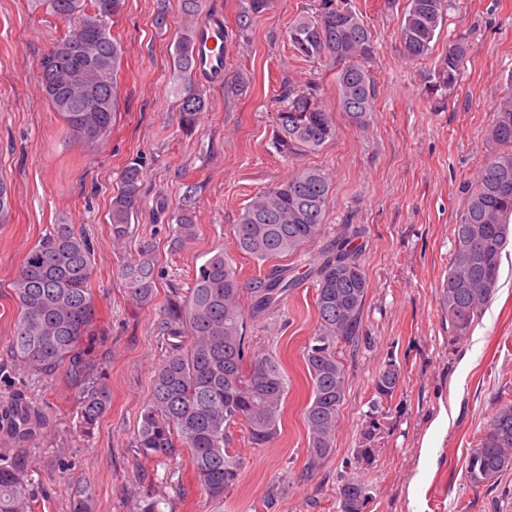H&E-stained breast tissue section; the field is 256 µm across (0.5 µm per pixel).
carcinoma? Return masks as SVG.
Returning <instances> with one entry per match:
<instances>
[{"label": "carcinoma", "mask_w": 512, "mask_h": 512, "mask_svg": "<svg viewBox=\"0 0 512 512\" xmlns=\"http://www.w3.org/2000/svg\"><path fill=\"white\" fill-rule=\"evenodd\" d=\"M65 30L39 62L38 79L53 110L63 118L70 134L92 146L112 131L118 106L117 75L124 49L112 33L115 17L125 0H109L111 12L101 20L103 33L88 38L78 20L98 16L103 0H39ZM271 0H240L236 32L248 38L253 20ZM450 0H409L397 29L403 56L422 60L432 50ZM183 24L171 57L173 77L184 87L178 125L185 135L195 130L206 98L193 89L196 81L194 46L199 20L208 14L207 0H181ZM288 44L305 61H325L336 73L339 105L348 123L370 126L375 112L376 56L374 35L351 0H318L299 13L288 26ZM469 49L459 35L433 69L427 93L441 100L457 86ZM78 56L90 52L82 77L97 86L101 111L81 112L75 89L56 94L50 84L63 85L57 51ZM508 92L497 105L487 134L496 151L477 175L471 194L454 224L453 253L441 285L440 307L454 336L469 335L475 316L496 286L502 254L512 234V75ZM336 135L332 116L321 105L313 83L297 85L285 78L277 99L272 146L292 167L287 180L255 193L242 208L233 227L236 247L267 262L295 257L314 279L317 323L305 347L304 362L311 380V396L303 417L308 431L307 469L335 452L336 428L345 396L346 369L340 344H354L362 335V310L369 282L359 262L353 239L341 236L317 256L305 246L325 226L332 191L329 175L320 168L298 165V159L318 151ZM137 155L128 160L120 185L112 196V237L120 241L144 205L143 167ZM175 240L193 239L197 231L192 196L184 198L170 216ZM94 250L70 224H56L27 252L12 282L18 306L13 326L12 353L28 371L50 379L63 371L77 394V409L85 432L94 429L111 405L106 378L94 373V363L81 346L96 334L97 306L92 293ZM292 267L273 265L270 272L242 288L232 260L220 250L195 274L189 291L173 287L160 311L156 331L162 338L164 359L153 379L152 396L139 412V428L131 447L144 457L172 461L188 455L197 484L213 500L235 486L242 462L230 453V428L246 424L253 443L274 440L279 431L288 394V377L278 358L251 350L247 321L279 310L295 286ZM122 287L140 306L156 297L157 271L153 246L144 245L137 257L120 270ZM249 295L248 308L241 298ZM401 377L394 363L375 380L379 400L392 398ZM375 426L364 432L357 460L368 463L374 455ZM32 461L26 455L0 456V512H34L29 489ZM512 472V403L493 414L467 462V477L474 486H493ZM364 485L351 480L339 492V512H364Z\"/></svg>", "instance_id": "1"}]
</instances>
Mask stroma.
Segmentation results:
<instances>
[{"label": "stroma", "instance_id": "1", "mask_svg": "<svg viewBox=\"0 0 512 512\" xmlns=\"http://www.w3.org/2000/svg\"><path fill=\"white\" fill-rule=\"evenodd\" d=\"M310 3L272 0L255 19L249 41L231 42L228 67L247 69L251 86L231 96L223 82H200L209 106L188 138L177 126L178 83L169 64L182 24L180 0H125L113 27L124 47L119 108L111 135L89 147L67 132L37 77L62 21L38 0H0V177L13 198L0 220V409L20 398L42 417L23 443L0 427V455L21 450L30 456L35 512H71L74 497L85 490L97 512H135L148 497L160 499L162 512H338L339 490L356 475L368 486L365 512H512V474L496 487H476L467 478L471 448L498 406L512 401V246L466 338L452 335L439 303L456 214L491 151L490 113L512 73V0H452L432 53L420 61L407 60L396 41L408 0H352L377 43L375 118L365 131L341 112L333 72L298 59L288 46L290 22ZM162 7L170 24L160 30L153 19ZM461 33L469 37L463 75L439 105L426 93V77L449 39ZM285 77L318 83L336 121L335 138L301 160L332 179L325 231L307 250L319 254L346 226L361 228L356 246L369 280L363 338L343 349L347 375L336 451L308 473L303 410L311 381L302 353L317 319L312 280L302 281L279 312L248 321L250 348L277 354L288 395L273 442L255 445L245 425L233 426L242 478L218 502L198 487L188 461L164 464L130 446L163 349L155 331L158 306L129 299L118 270L149 243L162 293L172 285L190 288L199 266L220 250L243 281L268 272L269 263L236 249L232 226L256 192L291 172L271 145L275 97ZM138 154L146 161L148 205L129 237L117 242L109 220L112 194L125 163ZM188 191L195 197L197 234L176 247L169 223L150 204L162 197L176 206ZM55 224L73 225L94 248L93 291L103 333L84 346L104 365L112 405L89 435L79 427L75 393L64 376L32 375L11 353L17 317L12 280L27 251ZM391 362L400 366L402 380L392 400L380 404L374 381ZM442 411L447 430L429 436ZM373 423V459L357 465L362 434ZM426 442L433 462L424 467Z\"/></svg>", "mask_w": 512, "mask_h": 512}]
</instances>
